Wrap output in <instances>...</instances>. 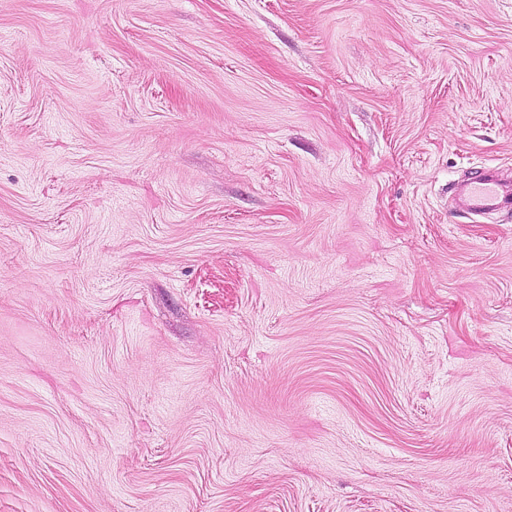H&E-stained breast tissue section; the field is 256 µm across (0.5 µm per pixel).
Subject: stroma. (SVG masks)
I'll list each match as a JSON object with an SVG mask.
<instances>
[{
  "label": "stroma",
  "mask_w": 512,
  "mask_h": 512,
  "mask_svg": "<svg viewBox=\"0 0 512 512\" xmlns=\"http://www.w3.org/2000/svg\"><path fill=\"white\" fill-rule=\"evenodd\" d=\"M512 0H0V512H512ZM456 198L460 196L461 207L473 215H487L512 205V181L502 182L492 168H485L468 178L459 192L453 187Z\"/></svg>",
  "instance_id": "1"
}]
</instances>
